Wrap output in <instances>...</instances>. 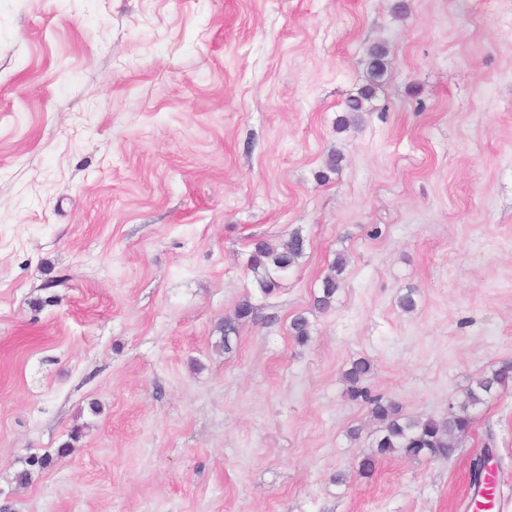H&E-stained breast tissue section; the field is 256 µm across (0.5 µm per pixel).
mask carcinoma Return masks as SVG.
<instances>
[{
  "label": "carcinoma",
  "mask_w": 512,
  "mask_h": 512,
  "mask_svg": "<svg viewBox=\"0 0 512 512\" xmlns=\"http://www.w3.org/2000/svg\"><path fill=\"white\" fill-rule=\"evenodd\" d=\"M386 71L387 52L383 46L376 45L368 52L367 84L346 100L344 112L336 120V130L343 131L358 123L360 113L365 111V102L372 99ZM303 254L304 238L297 232L280 244L256 238L251 243L247 269L257 287L269 295L279 287V277L297 264ZM347 264L345 254L336 255L330 273L322 281L320 295L315 297L318 309L325 311L332 306L344 281ZM254 315L255 308L249 300L245 299L237 305L234 318L224 320V327L221 328V344L224 349H231V338L239 334V326L253 319ZM290 328L291 336L297 343L304 345L310 340L312 325L306 316H294ZM370 372V361L358 358L351 362L343 374L349 397L368 404L371 416L378 424L373 451L358 462V472L364 477L374 472L380 457L394 453L410 459L429 461L450 458L457 449V437L466 434L472 427L470 409L484 404L493 394L512 386V362H504L475 380V384L466 390L462 401L448 409L447 416L422 420L406 416L399 405L391 400L371 396L362 385ZM52 463L53 458L46 454L28 456L27 469L18 475L19 482H28L33 472H41Z\"/></svg>",
  "instance_id": "obj_1"
}]
</instances>
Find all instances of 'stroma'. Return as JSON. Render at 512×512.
<instances>
[{"label": "stroma", "mask_w": 512, "mask_h": 512, "mask_svg": "<svg viewBox=\"0 0 512 512\" xmlns=\"http://www.w3.org/2000/svg\"><path fill=\"white\" fill-rule=\"evenodd\" d=\"M377 42L386 83L336 132ZM295 231L263 294L250 242ZM360 357L422 419L512 361V0H0V506L477 512L489 436L512 491V390L448 460L360 476ZM34 453L55 462L19 484ZM348 260L345 254L338 253L330 273L322 281L320 295L315 297V305L320 310H328L339 292L344 281L343 274L346 270ZM255 315V308L247 299L242 300L235 309L234 318L225 319L224 327H221V344L224 349H230L231 338L239 334V326L246 321L252 320Z\"/></svg>", "instance_id": "obj_1"}]
</instances>
